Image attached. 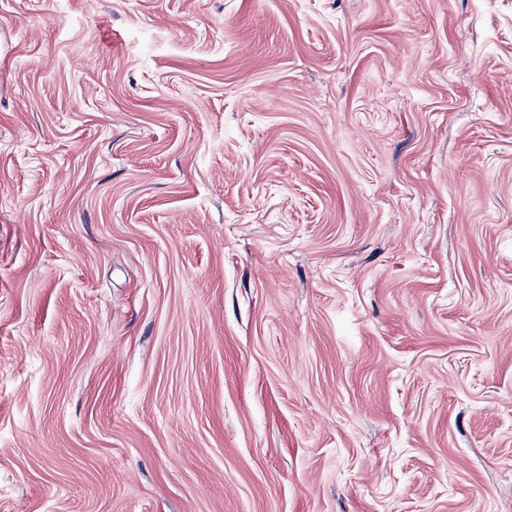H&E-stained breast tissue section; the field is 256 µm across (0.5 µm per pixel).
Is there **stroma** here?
I'll return each instance as SVG.
<instances>
[{"label":"stroma","instance_id":"stroma-1","mask_svg":"<svg viewBox=\"0 0 512 512\" xmlns=\"http://www.w3.org/2000/svg\"><path fill=\"white\" fill-rule=\"evenodd\" d=\"M0 512H512V0H0Z\"/></svg>","mask_w":512,"mask_h":512}]
</instances>
